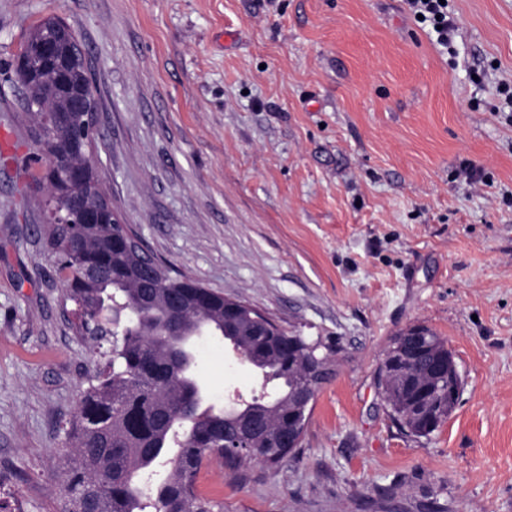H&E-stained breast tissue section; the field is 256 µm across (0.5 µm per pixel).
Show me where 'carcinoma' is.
Instances as JSON below:
<instances>
[{
	"mask_svg": "<svg viewBox=\"0 0 512 512\" xmlns=\"http://www.w3.org/2000/svg\"><path fill=\"white\" fill-rule=\"evenodd\" d=\"M51 17L34 25L24 43L32 45L58 31ZM36 108L25 113L35 157L45 166V211H68L77 219L83 203L62 192L52 157L80 167L92 152L86 122L75 116L54 121L66 110L54 77L40 74L26 87ZM127 234L124 224H49L46 243L62 273V305H73L70 326L102 360L63 423L70 448L59 492L64 512H214L219 504L200 490L198 478L211 461L230 470L246 462L273 466L291 448L283 436L295 432L299 381L310 364L328 362L321 338L283 329L270 340L257 335L248 314L224 310L222 292L199 281L185 288L184 274L145 249L114 245ZM419 349L411 352L412 330L391 340L378 368V386L391 416L417 437L448 419V391L431 361H448V346L421 328ZM227 340L241 359L260 370L268 391L239 407L207 404L195 371L198 333ZM399 355L407 378L383 375ZM295 372L288 373V362Z\"/></svg>",
	"mask_w": 512,
	"mask_h": 512,
	"instance_id": "obj_1",
	"label": "carcinoma"
}]
</instances>
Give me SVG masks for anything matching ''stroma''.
Returning <instances> with one entry per match:
<instances>
[{
    "mask_svg": "<svg viewBox=\"0 0 512 512\" xmlns=\"http://www.w3.org/2000/svg\"><path fill=\"white\" fill-rule=\"evenodd\" d=\"M449 10L445 49L404 0H0V490L17 512H62L58 425L98 365L63 315L15 119L20 43L49 16L87 53L99 176L145 246L334 344L288 459L242 483L203 469L223 512H512V0ZM414 325L462 379L426 437L377 381ZM196 363L217 405L262 391L224 341L199 339Z\"/></svg>",
    "mask_w": 512,
    "mask_h": 512,
    "instance_id": "35a3bbf8",
    "label": "stroma"
}]
</instances>
